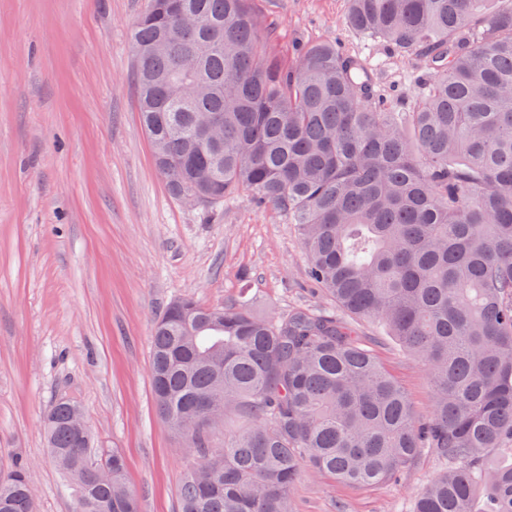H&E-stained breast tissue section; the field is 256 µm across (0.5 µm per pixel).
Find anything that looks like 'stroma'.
Here are the masks:
<instances>
[{
    "label": "stroma",
    "instance_id": "obj_1",
    "mask_svg": "<svg viewBox=\"0 0 512 512\" xmlns=\"http://www.w3.org/2000/svg\"><path fill=\"white\" fill-rule=\"evenodd\" d=\"M145 0H0V473L31 467L38 512H74L45 446L44 420L74 398L99 447L118 450L140 512H178L195 458L152 394L154 321L176 298L247 296L275 315L332 309L307 277L298 229L241 191L191 207L171 196L141 126L130 30ZM295 66L296 44L336 41L378 69L380 93L417 91L419 72L345 23L347 0H248ZM414 409L426 368L376 325H356ZM446 466L431 450L398 483L337 485L303 472L294 512H411Z\"/></svg>",
    "mask_w": 512,
    "mask_h": 512
}]
</instances>
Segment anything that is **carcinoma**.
Segmentation results:
<instances>
[{"label": "carcinoma", "mask_w": 512, "mask_h": 512, "mask_svg": "<svg viewBox=\"0 0 512 512\" xmlns=\"http://www.w3.org/2000/svg\"><path fill=\"white\" fill-rule=\"evenodd\" d=\"M347 26L425 76L407 101L333 43L285 66L248 0H146L132 31L139 112L169 192L219 205L245 190L298 227L308 274L336 311L258 316L174 300L152 331L160 416L196 461L180 512H294L302 472L394 480L433 449L447 468L413 512H512V0H349ZM427 368L418 419L353 319ZM224 407V443L208 409ZM68 398L45 420L77 512H139L117 450L91 460ZM0 512H36L25 465Z\"/></svg>", "instance_id": "obj_1"}]
</instances>
